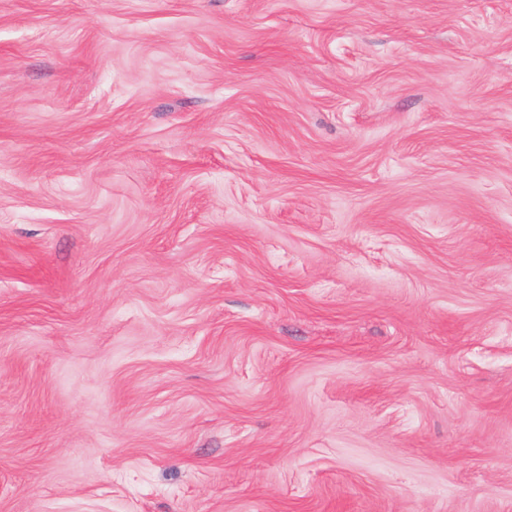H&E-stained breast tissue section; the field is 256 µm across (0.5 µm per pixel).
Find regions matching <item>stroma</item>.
<instances>
[{
  "label": "stroma",
  "mask_w": 512,
  "mask_h": 512,
  "mask_svg": "<svg viewBox=\"0 0 512 512\" xmlns=\"http://www.w3.org/2000/svg\"><path fill=\"white\" fill-rule=\"evenodd\" d=\"M0 512H512V0H0Z\"/></svg>",
  "instance_id": "obj_1"
}]
</instances>
